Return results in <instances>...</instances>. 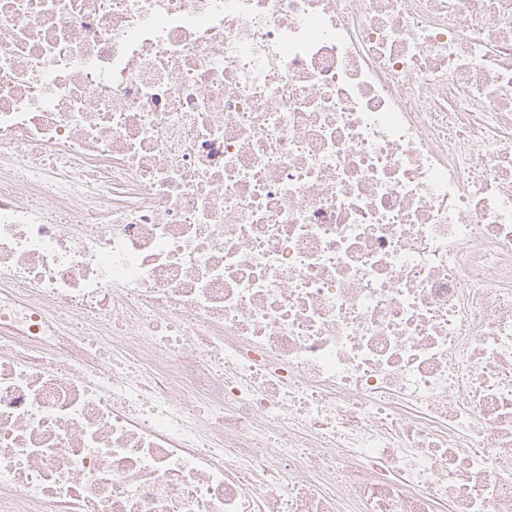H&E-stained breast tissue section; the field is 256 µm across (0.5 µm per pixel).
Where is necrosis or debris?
Returning <instances> with one entry per match:
<instances>
[{
    "label": "necrosis or debris",
    "instance_id": "4bbe7bcc",
    "mask_svg": "<svg viewBox=\"0 0 512 512\" xmlns=\"http://www.w3.org/2000/svg\"><path fill=\"white\" fill-rule=\"evenodd\" d=\"M0 512H512V0H0Z\"/></svg>",
    "mask_w": 512,
    "mask_h": 512
}]
</instances>
